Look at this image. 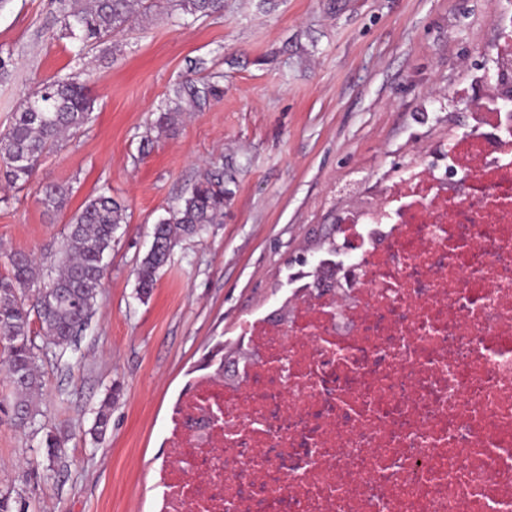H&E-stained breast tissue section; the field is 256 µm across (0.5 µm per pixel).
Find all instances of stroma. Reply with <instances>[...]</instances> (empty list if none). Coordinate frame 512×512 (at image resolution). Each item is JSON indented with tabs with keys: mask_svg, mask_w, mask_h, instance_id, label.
<instances>
[{
	"mask_svg": "<svg viewBox=\"0 0 512 512\" xmlns=\"http://www.w3.org/2000/svg\"><path fill=\"white\" fill-rule=\"evenodd\" d=\"M55 0H0V131L40 83L76 72L92 120L0 185V277L16 252L52 266L71 217L107 191L127 207L96 313L63 358L40 344L37 428L0 413V495L24 512H155L153 475L179 394L217 343L274 318L299 272L333 251L342 214L413 169L445 166L449 142L494 83L512 0H224L188 25L165 9L112 42L62 36ZM223 94L154 130V109L195 64ZM224 172L219 223L179 240L150 297L135 269L152 228L208 172ZM67 188L46 209L43 187ZM120 386L104 439L92 432ZM62 447L48 457L44 429Z\"/></svg>",
	"mask_w": 512,
	"mask_h": 512,
	"instance_id": "1",
	"label": "stroma"
}]
</instances>
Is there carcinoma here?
I'll use <instances>...</instances> for the list:
<instances>
[{
	"mask_svg": "<svg viewBox=\"0 0 512 512\" xmlns=\"http://www.w3.org/2000/svg\"><path fill=\"white\" fill-rule=\"evenodd\" d=\"M153 6V0H59L57 21L62 35L86 47L124 31L135 15L148 18ZM166 8L178 19L190 16L197 21L221 13L224 0H166ZM219 94L215 81L178 82L160 101L154 127L175 129L184 114L203 110ZM94 104L88 86L77 75L43 83L0 133V179L11 185L28 181L41 158L64 135H73L89 123ZM66 196L65 188L53 185L42 191L40 201L57 210ZM223 214L224 187L206 176L182 204L154 224L151 247L136 272L140 296L151 294L178 238L205 233ZM125 220L126 207L112 196L101 193L89 199L72 217L58 264L45 283L31 256L21 252L10 256L11 273L0 277V336L7 344V357L0 364L15 390L13 403L4 409L15 427L25 430L35 423L38 411L33 397L44 387L31 316L38 318L47 343L65 354L91 315L102 287L105 255ZM118 393L119 388H112L97 412L95 431L100 436L108 428L112 399Z\"/></svg>",
	"mask_w": 512,
	"mask_h": 512,
	"instance_id": "obj_1",
	"label": "carcinoma"
}]
</instances>
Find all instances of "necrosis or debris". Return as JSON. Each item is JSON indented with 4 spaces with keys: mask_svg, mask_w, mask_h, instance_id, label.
<instances>
[{
    "mask_svg": "<svg viewBox=\"0 0 512 512\" xmlns=\"http://www.w3.org/2000/svg\"><path fill=\"white\" fill-rule=\"evenodd\" d=\"M358 205L331 292L173 407L159 512H512V111Z\"/></svg>",
    "mask_w": 512,
    "mask_h": 512,
    "instance_id": "necrosis-or-debris-1",
    "label": "necrosis or debris"
}]
</instances>
